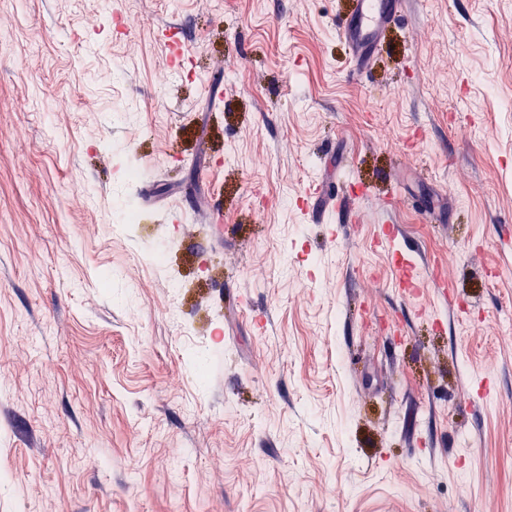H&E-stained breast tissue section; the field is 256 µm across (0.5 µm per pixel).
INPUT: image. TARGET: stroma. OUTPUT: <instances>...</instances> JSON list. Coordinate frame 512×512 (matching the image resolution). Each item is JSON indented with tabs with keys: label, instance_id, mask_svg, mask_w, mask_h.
Returning a JSON list of instances; mask_svg holds the SVG:
<instances>
[{
	"label": "stroma",
	"instance_id": "stroma-1",
	"mask_svg": "<svg viewBox=\"0 0 512 512\" xmlns=\"http://www.w3.org/2000/svg\"><path fill=\"white\" fill-rule=\"evenodd\" d=\"M351 8L0 0V512H512V0ZM351 15L340 20L338 32L349 46L352 56L359 59V69L368 53L376 46L380 30L395 22L405 10L406 0H355ZM385 240L386 245L391 249L400 282L410 288H424V282L417 275L414 264L407 258L408 252L398 248L394 235L388 234Z\"/></svg>",
	"mask_w": 512,
	"mask_h": 512
}]
</instances>
